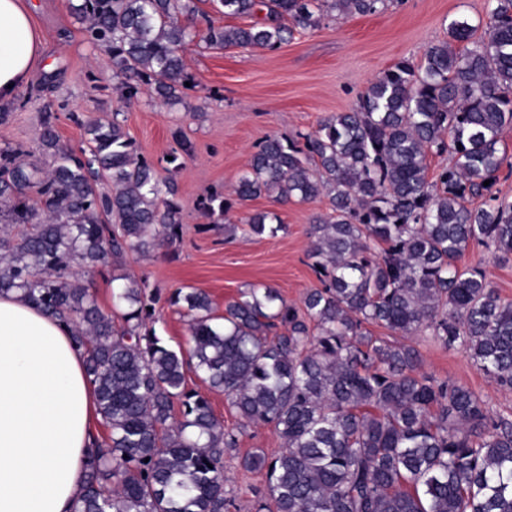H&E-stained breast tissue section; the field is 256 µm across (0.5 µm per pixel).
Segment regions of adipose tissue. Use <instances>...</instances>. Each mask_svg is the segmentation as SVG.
I'll return each instance as SVG.
<instances>
[{
	"label": "adipose tissue",
	"mask_w": 512,
	"mask_h": 512,
	"mask_svg": "<svg viewBox=\"0 0 512 512\" xmlns=\"http://www.w3.org/2000/svg\"><path fill=\"white\" fill-rule=\"evenodd\" d=\"M39 53L24 0H0V103L17 96ZM100 419L68 328L0 294V512H71Z\"/></svg>",
	"instance_id": "adipose-tissue-1"
}]
</instances>
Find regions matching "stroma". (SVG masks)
<instances>
[{
    "label": "stroma",
    "mask_w": 512,
    "mask_h": 512,
    "mask_svg": "<svg viewBox=\"0 0 512 512\" xmlns=\"http://www.w3.org/2000/svg\"><path fill=\"white\" fill-rule=\"evenodd\" d=\"M25 4L43 48L17 98L0 107L6 113L0 149L25 147L32 161L44 166L50 161L39 148L45 117H52L61 143L77 152L88 149L89 136L75 116L118 119L159 178L174 183L182 233L151 253L130 252L117 266L81 272L79 281L108 311L117 276L146 280L160 295L148 327L182 352L190 348V317L185 304L169 302L177 289L207 293L220 316L251 286H274L295 306L319 287L308 256L309 229L312 217L329 207L324 197L283 204L263 195L240 202L223 223L214 224L200 210V200L231 190L265 140H298L325 117L351 111L369 84L395 63L421 64L426 49L446 39L451 20L481 27L491 9V0H391L375 14L328 13L319 28L296 31L275 49L212 47L196 37L183 51L189 87L180 102L161 105L146 91L126 98L108 55L89 42L86 23L71 11L69 0ZM181 138L191 152L169 162ZM264 212L277 215L281 231L249 234V218ZM462 262L480 267L501 298L512 301V259L474 244ZM406 342L419 350L423 374L466 386L491 414L512 418V389L498 386L465 350L443 347L425 331ZM186 380L207 395L225 429L236 431L237 446L224 459L225 487L236 496V512H255L265 477L245 471L240 460L258 449L269 455L281 451V439L270 426L240 427L223 392L209 389L194 371H187Z\"/></svg>",
    "instance_id": "obj_1"
}]
</instances>
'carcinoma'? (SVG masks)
Listing matches in <instances>:
<instances>
[{
  "label": "carcinoma",
  "instance_id": "obj_1",
  "mask_svg": "<svg viewBox=\"0 0 512 512\" xmlns=\"http://www.w3.org/2000/svg\"><path fill=\"white\" fill-rule=\"evenodd\" d=\"M471 49L466 20L448 25L418 67L401 61L374 80L356 108L323 119L303 145L268 139L233 195L201 202L214 224L233 201L262 194L281 203L329 200L313 219L308 255L321 286L305 315L278 289L255 286L213 314L203 291L176 292L190 316L188 354L146 328L156 297L125 277L103 311L75 267L149 253L180 237L171 183L157 178L117 119L87 118L90 156L67 149L46 120L41 168L0 150V294L19 292L71 327L83 350L108 436L86 461L73 512H231L224 456L236 436L209 399L187 385L191 365L224 392L240 425H271L282 451L242 458L265 475L260 512H512V420L492 417L469 388L420 374L411 345L375 338L367 324L403 336L424 328L464 347L497 385L512 389V303L478 268L458 261L474 243L512 256V204L492 193L512 127V0H493ZM226 16L267 8L265 21L226 29L207 20L210 46L275 48L325 10L368 15L386 0H219ZM88 39L112 60L128 98L142 87L168 105L181 99L186 39L197 0H80ZM448 167L428 181V153ZM490 185H484L485 181ZM39 197L41 208L30 204ZM482 202L475 206L472 199ZM272 216L250 217L255 236ZM15 224L29 228L15 238ZM181 420L174 421V408Z\"/></svg>",
  "mask_w": 512,
  "mask_h": 512
}]
</instances>
